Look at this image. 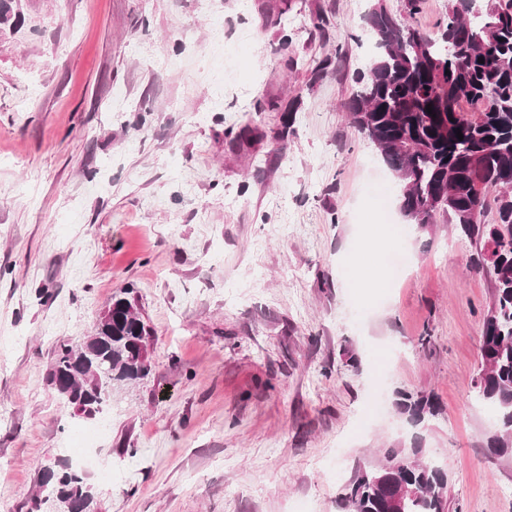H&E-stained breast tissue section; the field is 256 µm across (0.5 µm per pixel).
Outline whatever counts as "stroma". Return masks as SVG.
Here are the masks:
<instances>
[{"mask_svg":"<svg viewBox=\"0 0 512 512\" xmlns=\"http://www.w3.org/2000/svg\"><path fill=\"white\" fill-rule=\"evenodd\" d=\"M280 3L18 0L23 25L0 29V512H27L39 467L87 440L99 512H340L356 466L411 437L393 406L374 417L379 378L436 395L420 438L448 512H512L473 389L492 277L446 214L377 223L375 184L394 199L400 182L342 110L366 15L403 2ZM273 98L299 104L284 149ZM126 289L150 372L112 412L72 415L47 383L55 346Z\"/></svg>","mask_w":512,"mask_h":512,"instance_id":"35a3bbf8","label":"stroma"}]
</instances>
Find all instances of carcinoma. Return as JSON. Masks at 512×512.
<instances>
[{"mask_svg": "<svg viewBox=\"0 0 512 512\" xmlns=\"http://www.w3.org/2000/svg\"><path fill=\"white\" fill-rule=\"evenodd\" d=\"M13 0H0V24L22 18ZM452 0L439 35L421 29L416 16L423 0H405L397 15L380 7L366 17L375 53L344 111L360 137L400 181L399 209L421 229L448 214L477 246L474 267L495 282L483 324L481 367L473 387L495 420L486 448L512 457V0ZM484 63H479L478 58ZM433 113H428L427 105ZM463 139H458L456 130ZM496 219L472 224L488 194ZM90 335L60 341L48 384L74 412L93 419L112 398L113 385L149 372L152 329L125 294L108 305ZM392 404L419 428L441 407L423 392L396 390ZM419 437L410 446L389 448L383 460L358 468L337 499L342 512H447L448 476L422 459ZM41 495L33 507L51 503L56 512H95L86 474L71 465L41 467Z\"/></svg>", "mask_w": 512, "mask_h": 512, "instance_id": "1", "label": "carcinoma"}]
</instances>
